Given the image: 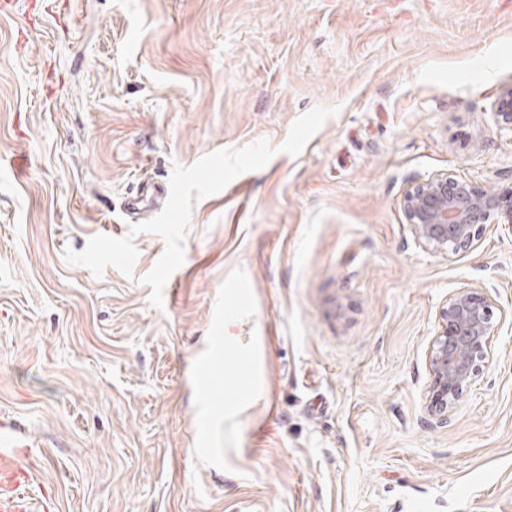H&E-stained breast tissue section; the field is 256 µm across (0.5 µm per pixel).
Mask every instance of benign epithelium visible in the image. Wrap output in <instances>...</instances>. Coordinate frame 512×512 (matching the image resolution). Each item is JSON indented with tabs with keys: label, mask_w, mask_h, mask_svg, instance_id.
<instances>
[{
	"label": "benign epithelium",
	"mask_w": 512,
	"mask_h": 512,
	"mask_svg": "<svg viewBox=\"0 0 512 512\" xmlns=\"http://www.w3.org/2000/svg\"><path fill=\"white\" fill-rule=\"evenodd\" d=\"M492 116L499 131L512 134L511 83L499 89ZM401 207L414 242L435 256L452 258L476 247L491 225L512 230V188L488 192L448 170L416 178ZM505 319L485 287L459 288L445 299L426 356L428 415L448 423V413L492 363L490 339Z\"/></svg>",
	"instance_id": "7a95c632"
}]
</instances>
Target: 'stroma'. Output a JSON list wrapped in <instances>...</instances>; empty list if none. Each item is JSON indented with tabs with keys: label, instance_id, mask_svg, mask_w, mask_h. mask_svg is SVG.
Instances as JSON below:
<instances>
[{
	"label": "stroma",
	"instance_id": "1",
	"mask_svg": "<svg viewBox=\"0 0 512 512\" xmlns=\"http://www.w3.org/2000/svg\"><path fill=\"white\" fill-rule=\"evenodd\" d=\"M0 11V512H512V324L449 414L424 411L435 314L512 309V231L446 259L402 194L447 169L512 187L493 102L512 0H37ZM337 108L296 156L290 126ZM278 152L199 201L163 309L65 259L121 237L142 176ZM263 391L224 440V339ZM212 362L217 402L199 370Z\"/></svg>",
	"mask_w": 512,
	"mask_h": 512
}]
</instances>
